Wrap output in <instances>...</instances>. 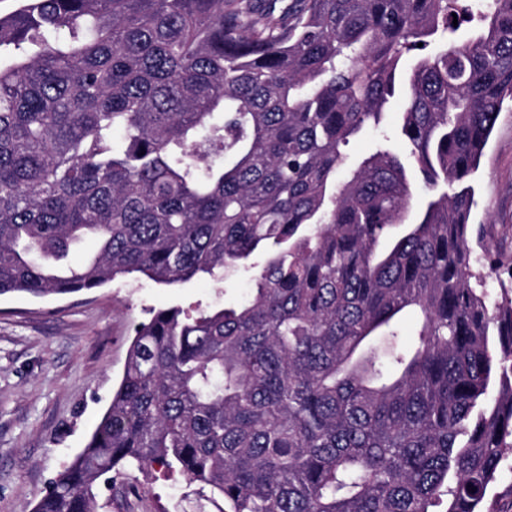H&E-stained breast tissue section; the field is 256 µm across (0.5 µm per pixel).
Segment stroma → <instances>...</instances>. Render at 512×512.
<instances>
[{
    "label": "stroma",
    "instance_id": "35a3bbf8",
    "mask_svg": "<svg viewBox=\"0 0 512 512\" xmlns=\"http://www.w3.org/2000/svg\"><path fill=\"white\" fill-rule=\"evenodd\" d=\"M468 182L475 251L512 254V105L504 104ZM248 276L177 287L118 278L56 298L0 296V512H33L49 482L82 448L107 409L132 328L153 311L243 299ZM126 489L101 486L102 512H218L179 474L131 471Z\"/></svg>",
    "mask_w": 512,
    "mask_h": 512
}]
</instances>
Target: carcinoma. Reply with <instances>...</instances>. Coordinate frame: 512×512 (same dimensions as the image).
Here are the masks:
<instances>
[{
    "mask_svg": "<svg viewBox=\"0 0 512 512\" xmlns=\"http://www.w3.org/2000/svg\"><path fill=\"white\" fill-rule=\"evenodd\" d=\"M17 2L0 296L250 280L237 303L134 325L35 512H98V481L132 467L179 472L218 512H504L512 256H476L474 193L454 185L512 101V0ZM366 129L375 150L348 160ZM408 161L428 189L411 223Z\"/></svg>",
    "mask_w": 512,
    "mask_h": 512,
    "instance_id": "cac0c4a2",
    "label": "carcinoma"
}]
</instances>
